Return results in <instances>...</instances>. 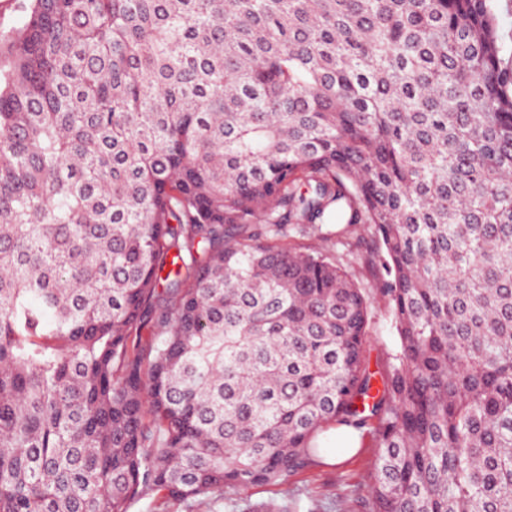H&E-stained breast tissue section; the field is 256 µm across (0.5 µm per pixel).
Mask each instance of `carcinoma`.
Here are the masks:
<instances>
[{"instance_id":"carcinoma-1","label":"carcinoma","mask_w":512,"mask_h":512,"mask_svg":"<svg viewBox=\"0 0 512 512\" xmlns=\"http://www.w3.org/2000/svg\"><path fill=\"white\" fill-rule=\"evenodd\" d=\"M0 512L188 507L371 438V512H512L492 0H14ZM372 272L367 290L335 246ZM399 351L365 363L372 301ZM182 505L177 502L163 503L156 496H146L131 504L130 512H184Z\"/></svg>"}]
</instances>
